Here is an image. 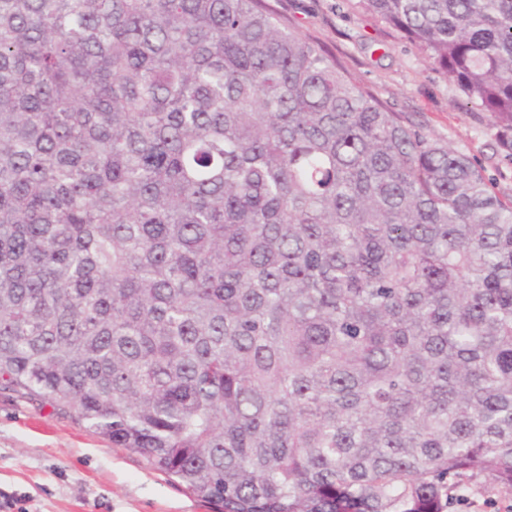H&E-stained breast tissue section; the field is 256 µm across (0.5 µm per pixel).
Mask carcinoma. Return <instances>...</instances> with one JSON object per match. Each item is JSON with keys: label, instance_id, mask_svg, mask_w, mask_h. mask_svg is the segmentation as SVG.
<instances>
[{"label": "carcinoma", "instance_id": "cac0c4a2", "mask_svg": "<svg viewBox=\"0 0 512 512\" xmlns=\"http://www.w3.org/2000/svg\"><path fill=\"white\" fill-rule=\"evenodd\" d=\"M490 113L512 0H359ZM218 512L512 489V200L262 0H0V383Z\"/></svg>", "mask_w": 512, "mask_h": 512}]
</instances>
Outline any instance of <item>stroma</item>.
I'll return each mask as SVG.
<instances>
[{
    "label": "stroma",
    "instance_id": "35a3bbf8",
    "mask_svg": "<svg viewBox=\"0 0 512 512\" xmlns=\"http://www.w3.org/2000/svg\"><path fill=\"white\" fill-rule=\"evenodd\" d=\"M279 21L321 46L359 84L430 137L484 168L512 199V163L503 160L490 117L467 104L439 66L359 0H263ZM25 512H215L146 459L113 447L68 407L0 385V498ZM512 492L460 480L448 512H507Z\"/></svg>",
    "mask_w": 512,
    "mask_h": 512
}]
</instances>
